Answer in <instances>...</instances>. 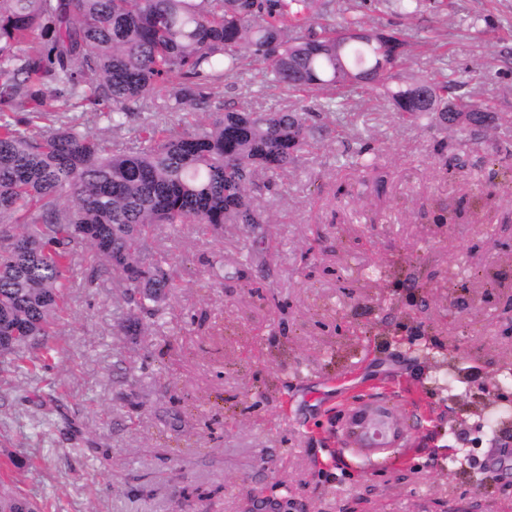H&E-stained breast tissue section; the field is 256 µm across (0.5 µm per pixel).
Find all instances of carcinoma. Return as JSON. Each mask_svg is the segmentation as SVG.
Here are the masks:
<instances>
[{
  "instance_id": "carcinoma-1",
  "label": "carcinoma",
  "mask_w": 512,
  "mask_h": 512,
  "mask_svg": "<svg viewBox=\"0 0 512 512\" xmlns=\"http://www.w3.org/2000/svg\"><path fill=\"white\" fill-rule=\"evenodd\" d=\"M412 18L423 0H388ZM365 0H0V354L32 371L59 353L54 325L84 250L97 277L120 276L137 336L177 287L154 250L158 224L268 223L254 191L288 171L334 114L344 89L381 90L411 124L460 126L478 142L495 113L468 83L443 75L393 83L410 54L399 30L372 24ZM257 62L315 107L226 109L224 85ZM81 98L106 130L144 108L134 146L112 151L66 108ZM0 512H40L0 492Z\"/></svg>"
}]
</instances>
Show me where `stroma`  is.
I'll list each match as a JSON object with an SVG mask.
<instances>
[{
	"mask_svg": "<svg viewBox=\"0 0 512 512\" xmlns=\"http://www.w3.org/2000/svg\"><path fill=\"white\" fill-rule=\"evenodd\" d=\"M370 16L412 43L398 81L456 74L512 117V0ZM259 70L225 86L228 108L291 106ZM365 142L380 194L343 162ZM254 196L269 219L255 232L156 226L180 286L140 335L119 331V279L78 260L64 352L44 377L0 384V481L43 512H512V382L484 390L512 368V120L474 145L354 87ZM369 403L404 422L383 454L347 437Z\"/></svg>",
	"mask_w": 512,
	"mask_h": 512,
	"instance_id": "stroma-1",
	"label": "stroma"
}]
</instances>
